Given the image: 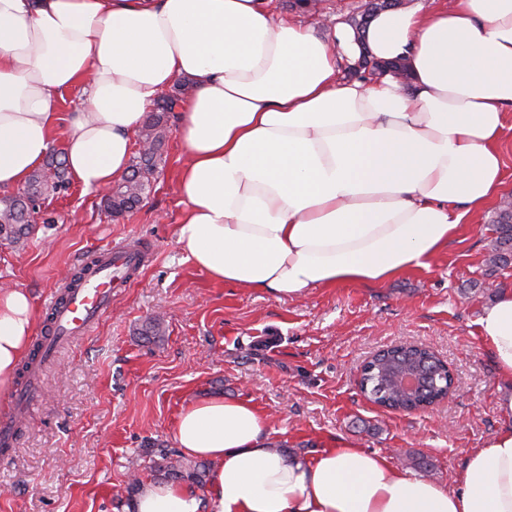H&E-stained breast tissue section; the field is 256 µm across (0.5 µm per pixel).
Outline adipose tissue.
<instances>
[{
  "instance_id": "obj_1",
  "label": "adipose tissue",
  "mask_w": 512,
  "mask_h": 512,
  "mask_svg": "<svg viewBox=\"0 0 512 512\" xmlns=\"http://www.w3.org/2000/svg\"><path fill=\"white\" fill-rule=\"evenodd\" d=\"M404 59L408 84L343 80L361 51ZM187 78L176 243L219 283L283 297L379 285L428 267L504 185L512 117V0L386 9L327 35L269 0H0V190L45 162L62 93L80 90L63 145L70 178H124L132 137ZM29 294L0 288V391L36 328ZM504 424L454 488L340 441L306 458L271 446L249 402L189 404L173 436L213 464L206 493L143 484L133 512H512V289L477 320Z\"/></svg>"
}]
</instances>
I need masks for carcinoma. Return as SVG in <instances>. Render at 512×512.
Wrapping results in <instances>:
<instances>
[{"mask_svg":"<svg viewBox=\"0 0 512 512\" xmlns=\"http://www.w3.org/2000/svg\"><path fill=\"white\" fill-rule=\"evenodd\" d=\"M372 64V71H398L407 74L399 62H369L362 56L361 67ZM192 87L185 79L175 93L163 97L152 112L140 133L142 149L129 166L125 179L112 186L111 193L103 200V207L113 217L135 210L147 197L151 176L165 162L163 146L166 139L169 114L182 103ZM69 186L67 169L62 153H51L44 166L28 179L23 192L0 197V243L13 246L23 244L33 224V208L41 200L54 196ZM497 237L486 259L488 271L505 269L512 263V202L505 201L495 212ZM402 365L421 368L423 382L413 394H406L395 387L391 376ZM362 392L369 401L392 411L412 412L433 404L448 389V370L434 351L424 346L402 347L381 355L366 369L360 382ZM162 461L154 468L171 480L191 479L198 484L205 482L210 465L191 462L181 455L161 454Z\"/></svg>","mask_w":512,"mask_h":512,"instance_id":"obj_1","label":"carcinoma"}]
</instances>
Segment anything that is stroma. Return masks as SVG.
Instances as JSON below:
<instances>
[{
	"instance_id": "1",
	"label": "stroma",
	"mask_w": 512,
	"mask_h": 512,
	"mask_svg": "<svg viewBox=\"0 0 512 512\" xmlns=\"http://www.w3.org/2000/svg\"><path fill=\"white\" fill-rule=\"evenodd\" d=\"M166 163L133 212L112 219L101 192L70 185L45 200L23 246L0 245V285L46 305L91 252L128 240L145 266L112 301L96 332L43 369L39 401L0 458V512H131L132 474L158 480L159 452H177L172 428L196 400H245L268 420L274 447L313 456L347 440L409 475L452 486L468 450L502 425L500 382L477 320L512 266L486 277L492 210L466 216L428 268L382 285L342 284L280 298L211 280L174 243L177 176L188 156L172 117ZM164 332L140 334L153 316ZM431 346L462 387L433 409L391 412L360 391L363 362L390 345Z\"/></svg>"
}]
</instances>
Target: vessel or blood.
Instances as JSON below:
<instances>
[{"instance_id":"vessel-or-blood-1","label":"vessel or blood","mask_w":512,"mask_h":512,"mask_svg":"<svg viewBox=\"0 0 512 512\" xmlns=\"http://www.w3.org/2000/svg\"><path fill=\"white\" fill-rule=\"evenodd\" d=\"M94 256L97 264L82 282L75 287L61 283L59 293L48 303L51 330L41 341L37 366H44L57 350L74 339L90 335L109 313L116 290L124 287L127 270L145 260L143 251L127 242L96 250ZM40 393L38 374L28 375L11 395L14 412H25L38 401Z\"/></svg>"}]
</instances>
